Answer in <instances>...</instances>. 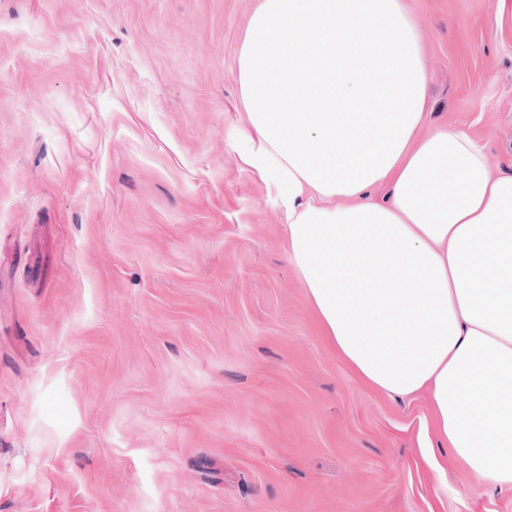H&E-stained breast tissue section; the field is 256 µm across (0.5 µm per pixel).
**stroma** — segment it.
Here are the masks:
<instances>
[{
  "mask_svg": "<svg viewBox=\"0 0 512 512\" xmlns=\"http://www.w3.org/2000/svg\"><path fill=\"white\" fill-rule=\"evenodd\" d=\"M261 0H0V512H512L356 380L247 159ZM424 133L512 173L497 0H405Z\"/></svg>",
  "mask_w": 512,
  "mask_h": 512,
  "instance_id": "obj_1",
  "label": "stroma"
}]
</instances>
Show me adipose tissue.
Segmentation results:
<instances>
[{
  "mask_svg": "<svg viewBox=\"0 0 512 512\" xmlns=\"http://www.w3.org/2000/svg\"><path fill=\"white\" fill-rule=\"evenodd\" d=\"M237 71L250 162L288 193L325 338L364 383L429 395L428 465L446 449L512 491V175L491 177L467 131L420 136L428 75L403 0H262Z\"/></svg>",
  "mask_w": 512,
  "mask_h": 512,
  "instance_id": "obj_1",
  "label": "adipose tissue"
}]
</instances>
